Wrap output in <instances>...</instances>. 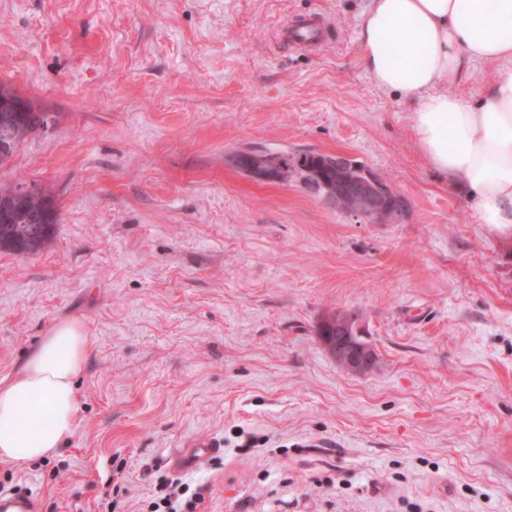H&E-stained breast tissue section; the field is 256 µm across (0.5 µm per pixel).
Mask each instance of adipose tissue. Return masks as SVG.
Masks as SVG:
<instances>
[{"instance_id": "ef3b65f1", "label": "adipose tissue", "mask_w": 512, "mask_h": 512, "mask_svg": "<svg viewBox=\"0 0 512 512\" xmlns=\"http://www.w3.org/2000/svg\"><path fill=\"white\" fill-rule=\"evenodd\" d=\"M361 45L375 85L415 99L427 164L466 190L478 223L512 230V0H371ZM477 63L499 66L480 101L445 92ZM89 348L80 320L59 322L0 383V461L25 466L72 435Z\"/></svg>"}]
</instances>
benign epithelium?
Masks as SVG:
<instances>
[{"mask_svg": "<svg viewBox=\"0 0 512 512\" xmlns=\"http://www.w3.org/2000/svg\"><path fill=\"white\" fill-rule=\"evenodd\" d=\"M30 110V104L10 96L0 97V135L10 138L18 113ZM240 168L249 176L265 181H280L282 169L277 166L272 155L253 150L237 156ZM324 191V199L340 208L349 205L358 210H366L389 220L398 215L389 201L392 192L375 177L365 173L363 178L349 181L344 171L336 170L332 181L319 178ZM41 193L39 187L31 185L23 191L7 193L0 196V217L8 223L25 209L27 198ZM44 242V232L29 229L21 244V254L37 253ZM323 321L336 326L338 335L325 336L321 339L323 347L336 363L351 374H365L371 371L378 359L374 347L366 340L365 332L355 315L346 312L340 316L330 312L323 316Z\"/></svg>", "mask_w": 512, "mask_h": 512, "instance_id": "obj_1", "label": "benign epithelium"}]
</instances>
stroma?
Wrapping results in <instances>:
<instances>
[{"label": "stroma", "instance_id": "35a3bbf8", "mask_svg": "<svg viewBox=\"0 0 512 512\" xmlns=\"http://www.w3.org/2000/svg\"><path fill=\"white\" fill-rule=\"evenodd\" d=\"M368 0H0V81L39 112L0 185L54 236L0 252V382L60 321L90 337L74 433L0 484L116 512L179 478L202 512H512V236L426 163L415 103L363 64ZM317 14L331 43L281 41ZM342 154L407 209L378 223L240 151ZM341 308L378 361L315 334ZM220 455L182 468L177 449ZM51 220H52L51 224H45L47 226L44 229L45 236H44V232L35 230L33 228H29L28 232L25 234L23 243L20 245V247L22 248V251L20 253L21 255L35 254L40 250L43 242H44V244H43L42 249H44L48 245V243L51 241L55 224H57V222H58V214H57L56 206L54 208V212L51 211ZM43 237H44L45 241H44ZM336 312L323 316L322 320L336 326L338 336H326L332 332L321 322L316 329V335L321 339L323 347L336 363L351 374H365L371 371L378 359L374 347L366 340L365 332L355 315L345 312L336 317ZM189 446L190 448H183L178 454L182 466H191L199 458L218 453L221 450L213 442H191Z\"/></svg>", "mask_w": 512, "mask_h": 512}]
</instances>
